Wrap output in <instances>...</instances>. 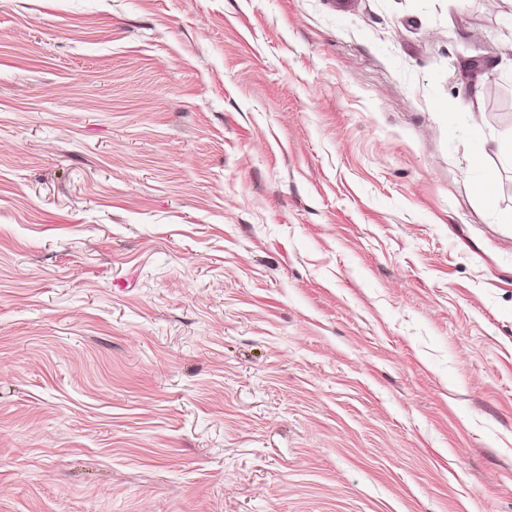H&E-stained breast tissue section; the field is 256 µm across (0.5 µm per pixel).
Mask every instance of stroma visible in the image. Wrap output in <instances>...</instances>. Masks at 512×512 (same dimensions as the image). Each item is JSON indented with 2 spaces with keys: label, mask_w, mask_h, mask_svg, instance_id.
<instances>
[{
  "label": "stroma",
  "mask_w": 512,
  "mask_h": 512,
  "mask_svg": "<svg viewBox=\"0 0 512 512\" xmlns=\"http://www.w3.org/2000/svg\"><path fill=\"white\" fill-rule=\"evenodd\" d=\"M510 41L0 0V512H512Z\"/></svg>",
  "instance_id": "1"
}]
</instances>
